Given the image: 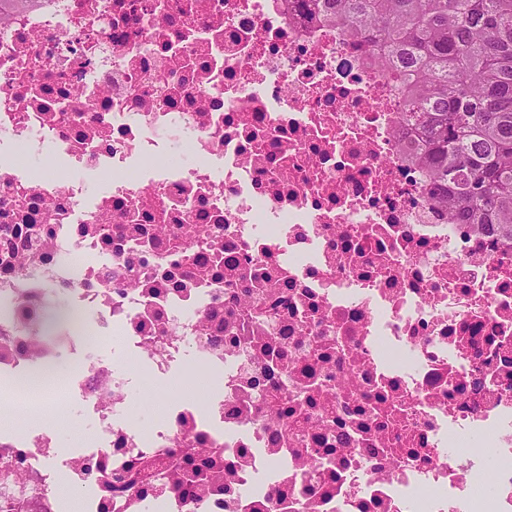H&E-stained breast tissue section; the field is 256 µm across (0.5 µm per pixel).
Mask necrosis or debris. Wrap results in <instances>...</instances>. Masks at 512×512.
Masks as SVG:
<instances>
[{"label":"necrosis or debris","mask_w":512,"mask_h":512,"mask_svg":"<svg viewBox=\"0 0 512 512\" xmlns=\"http://www.w3.org/2000/svg\"><path fill=\"white\" fill-rule=\"evenodd\" d=\"M364 56L285 0L0 20V378L41 379L6 408L0 512H61L62 477L82 512H512V247L430 201ZM268 288L273 332L242 313ZM137 380L181 397L141 425ZM185 448L224 451L203 496L129 485ZM85 421L86 420L78 408L72 407L69 410V421L59 428L63 448H74L80 445V434L77 426L75 427V425L82 424Z\"/></svg>","instance_id":"necrosis-or-debris-1"}]
</instances>
